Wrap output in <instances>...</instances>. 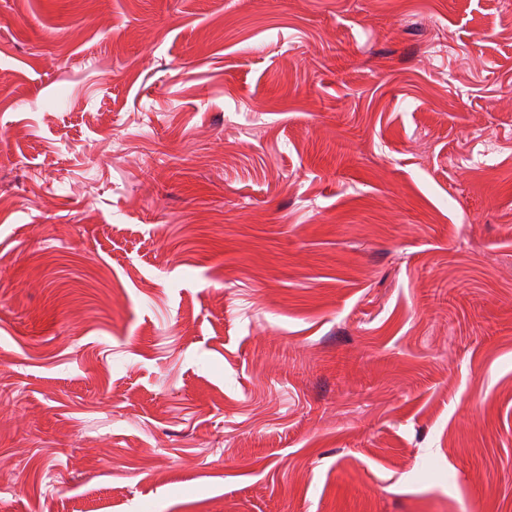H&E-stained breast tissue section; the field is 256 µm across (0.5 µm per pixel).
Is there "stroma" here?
I'll return each instance as SVG.
<instances>
[{
	"mask_svg": "<svg viewBox=\"0 0 512 512\" xmlns=\"http://www.w3.org/2000/svg\"><path fill=\"white\" fill-rule=\"evenodd\" d=\"M0 512H512V0H0Z\"/></svg>",
	"mask_w": 512,
	"mask_h": 512,
	"instance_id": "obj_1",
	"label": "stroma"
}]
</instances>
